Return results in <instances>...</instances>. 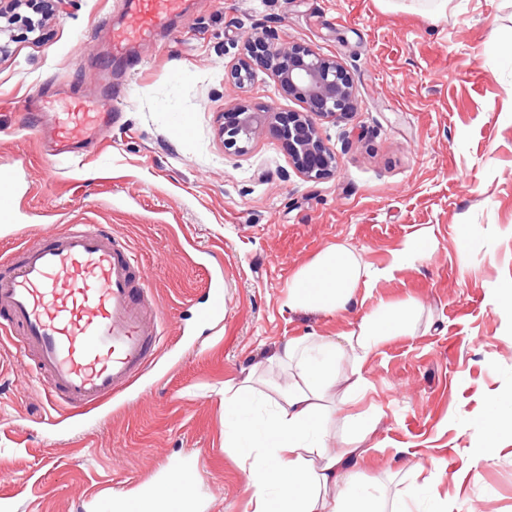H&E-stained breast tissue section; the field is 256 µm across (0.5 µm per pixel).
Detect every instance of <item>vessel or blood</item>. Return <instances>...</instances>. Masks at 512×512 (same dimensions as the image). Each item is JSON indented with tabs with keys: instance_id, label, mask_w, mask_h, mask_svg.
Wrapping results in <instances>:
<instances>
[{
	"instance_id": "1",
	"label": "vessel or blood",
	"mask_w": 512,
	"mask_h": 512,
	"mask_svg": "<svg viewBox=\"0 0 512 512\" xmlns=\"http://www.w3.org/2000/svg\"><path fill=\"white\" fill-rule=\"evenodd\" d=\"M183 0H124L125 25L112 36L123 56L181 11ZM55 126L60 155L77 153L109 130L112 102L73 99ZM149 277L128 244L98 224L24 244L17 260L0 264V339L18 341L24 363L45 382L57 423L77 422L124 398L166 346V319L146 299ZM205 306L195 320L224 319V274L209 272Z\"/></svg>"
}]
</instances>
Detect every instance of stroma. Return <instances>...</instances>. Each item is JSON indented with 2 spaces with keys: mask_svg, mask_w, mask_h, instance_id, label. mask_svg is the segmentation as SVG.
Instances as JSON below:
<instances>
[{
  "mask_svg": "<svg viewBox=\"0 0 512 512\" xmlns=\"http://www.w3.org/2000/svg\"><path fill=\"white\" fill-rule=\"evenodd\" d=\"M119 0H70L44 42L19 38L0 59V168L18 166L30 191L0 225V256L67 224H105L150 271L170 333L200 301L204 272L190 251L224 262V326L171 340L117 411L56 426L29 367H0V512H99L90 496L134 501L169 462L194 458L199 512H243L250 497L236 449L224 445V383L255 371L276 398L286 374L272 356L288 340L337 337L381 304L416 301L407 331L361 364L350 361L325 401L336 438L370 429L351 466L385 502L421 508L435 487L450 512H512V434L491 437L494 402L512 398V318L490 304L512 285V0H450L435 20L415 0H186L140 67L114 57L105 23ZM271 36L338 58L357 89L354 111L321 125L334 177L300 175L274 130L225 150L224 107L299 112L270 74L247 87L224 77L245 37ZM124 94L111 133L72 159L48 154V123L77 95ZM184 126L172 138L175 126ZM430 235L422 261L393 267L404 242ZM374 277L346 312H288L297 269L339 243ZM392 275H385V268ZM416 470H408V463Z\"/></svg>",
  "mask_w": 512,
  "mask_h": 512,
  "instance_id": "1",
  "label": "stroma"
}]
</instances>
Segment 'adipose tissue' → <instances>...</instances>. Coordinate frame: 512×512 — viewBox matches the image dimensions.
<instances>
[{
    "label": "adipose tissue",
    "mask_w": 512,
    "mask_h": 512,
    "mask_svg": "<svg viewBox=\"0 0 512 512\" xmlns=\"http://www.w3.org/2000/svg\"><path fill=\"white\" fill-rule=\"evenodd\" d=\"M360 251L340 243L298 269L288 284V311L345 312L365 283ZM401 309L385 305L365 314L338 339L302 336L288 340L274 355L290 371L278 388L276 405L260 407L251 376L224 389V412L233 427L225 435L240 449L253 512H383V494L375 486H353L346 469L361 455L357 441L340 449L329 445L332 411L320 407L335 379L340 358L360 365L388 336L403 332Z\"/></svg>",
    "instance_id": "adipose-tissue-1"
}]
</instances>
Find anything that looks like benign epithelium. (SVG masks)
Masks as SVG:
<instances>
[{
    "instance_id": "benign-epithelium-1",
    "label": "benign epithelium",
    "mask_w": 512,
    "mask_h": 512,
    "mask_svg": "<svg viewBox=\"0 0 512 512\" xmlns=\"http://www.w3.org/2000/svg\"><path fill=\"white\" fill-rule=\"evenodd\" d=\"M69 0H0V56L11 52L19 28L26 36H44L45 20L63 12ZM261 63L278 88L304 104L302 112H260L240 104L224 110V148L240 151L265 128L276 130L294 167L312 180L336 169V155L323 142L314 118L334 120L354 108L356 88L347 69L302 45L278 47L267 37L245 38L242 57L225 73L242 85L246 71Z\"/></svg>"
}]
</instances>
